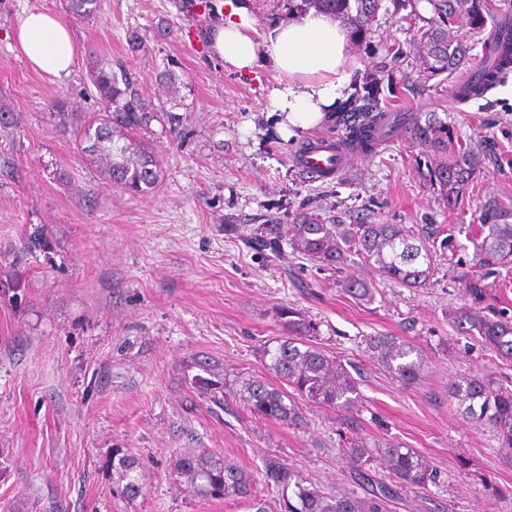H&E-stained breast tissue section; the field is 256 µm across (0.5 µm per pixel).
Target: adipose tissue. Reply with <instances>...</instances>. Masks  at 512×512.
Masks as SVG:
<instances>
[{"label":"adipose tissue","instance_id":"1","mask_svg":"<svg viewBox=\"0 0 512 512\" xmlns=\"http://www.w3.org/2000/svg\"><path fill=\"white\" fill-rule=\"evenodd\" d=\"M13 38L31 68L53 78L68 76L77 46L61 16L43 7L24 11ZM207 41L212 56L225 68L253 74L263 67L278 74L269 94L271 112L280 116L284 137L321 123L349 89L356 64L348 51L349 31L329 12L312 9L268 31L255 28L247 6L215 25Z\"/></svg>","mask_w":512,"mask_h":512}]
</instances>
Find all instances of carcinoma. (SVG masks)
I'll return each instance as SVG.
<instances>
[{"label": "carcinoma", "instance_id": "1", "mask_svg": "<svg viewBox=\"0 0 512 512\" xmlns=\"http://www.w3.org/2000/svg\"><path fill=\"white\" fill-rule=\"evenodd\" d=\"M317 9L330 10L346 20L357 40L371 30L382 0H308ZM65 12L75 19H88L97 12V0H63ZM437 19L420 35L419 70L435 78L453 74L469 53L463 42L448 35L445 25L458 7L466 8L471 24L483 20L485 0H435ZM512 72V20L503 18L492 38L484 45L483 67L479 73L462 77L454 86V99L467 101L481 98ZM92 85L101 103L98 114L80 133L81 153L102 167L105 176L121 188L144 193L152 189L160 177L157 153L134 133L155 118L151 102L125 71L117 72L112 62L92 57ZM393 90L391 80L368 76L361 87L347 100L338 117L344 130V145L350 150L370 154L385 138L408 134L432 160L427 168L430 182L437 186L448 209H455L479 165L477 153L460 144L455 128L430 114L422 119L414 114H392L377 110L385 92ZM512 208L491 197L481 208L478 234L474 243L475 261L485 273L498 272L512 265ZM282 234L305 256L331 269L339 270L346 254L355 250L366 260L374 261L380 275L409 288H420L429 280L437 248L447 249L450 238L440 246L416 242L399 224H327L316 217H303L296 224H287ZM472 305H464L451 313L454 324L471 336L478 337L501 357L512 359V320L490 317L480 304L485 297L484 278L472 277L463 282ZM280 318L288 327V337L273 348H265L266 368L305 396L308 400L337 408H348L354 402L356 384L341 362L309 346L303 338L313 330L311 323L297 309L283 306ZM371 357L387 372L405 385L418 383L423 375L421 359H412L413 346L399 336H371L367 340ZM201 373L194 383L209 393L224 391V378L210 363L198 364ZM244 401L249 410L268 420L297 425L302 416L299 409L286 403L287 393L262 379L245 383ZM450 397L458 401L461 415L468 420L492 428L502 444L512 448V390L493 387L478 374L460 377L448 384ZM350 464L360 469L370 461L371 450L361 442H352L343 449ZM112 458V470L122 483L126 496L134 498L144 489V478L137 471L138 462L120 452ZM382 458L395 483L376 484L370 496L360 498L349 492L325 494L303 478L288 463L273 460L266 466L265 478L286 492H293L295 501L287 502L288 512H384V502L398 496L400 488H424L437 480V470L425 456L410 448L389 446L382 449ZM178 477L190 486L193 494L203 500L252 497L256 480L236 462L206 449H191L174 463Z\"/></svg>", "mask_w": 512, "mask_h": 512}]
</instances>
